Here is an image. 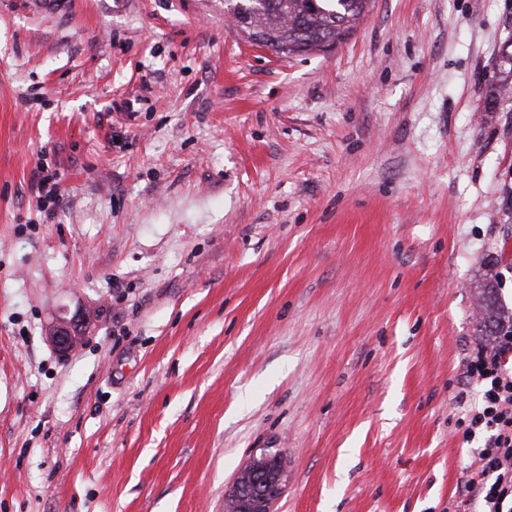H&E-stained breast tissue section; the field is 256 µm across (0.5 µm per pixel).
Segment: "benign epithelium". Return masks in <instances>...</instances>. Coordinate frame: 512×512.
Returning a JSON list of instances; mask_svg holds the SVG:
<instances>
[{
  "instance_id": "7a95c632",
  "label": "benign epithelium",
  "mask_w": 512,
  "mask_h": 512,
  "mask_svg": "<svg viewBox=\"0 0 512 512\" xmlns=\"http://www.w3.org/2000/svg\"><path fill=\"white\" fill-rule=\"evenodd\" d=\"M85 316L76 312L70 318L61 317L48 328V340L59 352L65 353L82 342L81 326ZM287 462L278 450L256 452L237 473L230 491L225 495L224 512H245L243 493L258 483L256 476L267 471V486L251 501L250 512H273L275 502L283 493Z\"/></svg>"
}]
</instances>
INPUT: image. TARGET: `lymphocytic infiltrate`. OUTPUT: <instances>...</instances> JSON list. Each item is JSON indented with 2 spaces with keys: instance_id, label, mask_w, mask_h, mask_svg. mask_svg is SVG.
Masks as SVG:
<instances>
[{
  "instance_id": "f902f5d3",
  "label": "lymphocytic infiltrate",
  "mask_w": 512,
  "mask_h": 512,
  "mask_svg": "<svg viewBox=\"0 0 512 512\" xmlns=\"http://www.w3.org/2000/svg\"><path fill=\"white\" fill-rule=\"evenodd\" d=\"M462 386L458 423L479 466L459 495L469 512H512V330L465 360Z\"/></svg>"
}]
</instances>
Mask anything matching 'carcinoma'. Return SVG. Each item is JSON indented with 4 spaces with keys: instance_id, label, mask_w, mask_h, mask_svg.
Wrapping results in <instances>:
<instances>
[{
    "instance_id": "cac0c4a2",
    "label": "carcinoma",
    "mask_w": 512,
    "mask_h": 512,
    "mask_svg": "<svg viewBox=\"0 0 512 512\" xmlns=\"http://www.w3.org/2000/svg\"><path fill=\"white\" fill-rule=\"evenodd\" d=\"M370 0H224V9L235 12L238 22L262 36L256 42L285 56L325 52L347 40L369 9ZM501 273L489 269L479 290L484 336H493L503 325H512V311L499 302Z\"/></svg>"
}]
</instances>
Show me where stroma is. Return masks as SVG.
I'll return each instance as SVG.
<instances>
[{"instance_id":"1","label":"stroma","mask_w":512,"mask_h":512,"mask_svg":"<svg viewBox=\"0 0 512 512\" xmlns=\"http://www.w3.org/2000/svg\"><path fill=\"white\" fill-rule=\"evenodd\" d=\"M510 42L512 0H372L291 57L224 0H0V512H224L259 448L276 512H461ZM85 321L82 312H76L71 318L61 317L48 328V340L59 352L65 353L82 342L81 326ZM264 466L260 469L258 466ZM287 462L279 450L256 451L249 462L237 473L230 491L225 495V512L248 511L243 505V493L258 483V473L267 471V486L251 501L250 512H273L275 502L283 493Z\"/></svg>"}]
</instances>
